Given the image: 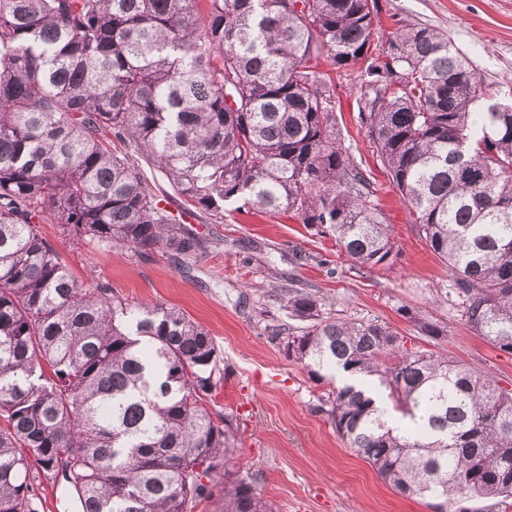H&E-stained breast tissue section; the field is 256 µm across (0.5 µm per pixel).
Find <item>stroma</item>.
Segmentation results:
<instances>
[{"label":"stroma","mask_w":512,"mask_h":512,"mask_svg":"<svg viewBox=\"0 0 512 512\" xmlns=\"http://www.w3.org/2000/svg\"><path fill=\"white\" fill-rule=\"evenodd\" d=\"M446 31L481 73L488 93L512 99V0H377L374 42L389 49L393 32L414 24ZM364 64L330 70L336 128L354 161L370 170L375 200L395 242L388 264L353 266L334 240L300 221L226 205L215 223L146 169L167 209L198 246L189 257L162 247L133 253L102 248L63 233L42 232L81 281L108 282L131 305L179 310L208 329L221 380L209 408L228 417L235 435L223 464L229 478H252L276 512H433L429 499L390 488L347 448L325 413L326 384L310 378L264 330L267 318L286 322L278 293L295 283L315 293L323 315L379 320L407 346L460 359L512 385V354L474 334L457 305L441 297L446 265L428 248L413 216L358 123ZM432 316L447 334L433 340L405 319L402 307Z\"/></svg>","instance_id":"obj_1"}]
</instances>
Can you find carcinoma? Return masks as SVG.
Listing matches in <instances>:
<instances>
[{
    "mask_svg": "<svg viewBox=\"0 0 512 512\" xmlns=\"http://www.w3.org/2000/svg\"><path fill=\"white\" fill-rule=\"evenodd\" d=\"M375 0H0V512H39L33 481L86 512H273L253 480L214 477L235 437L206 407L213 337L184 313L78 281L41 232L192 251L140 161L216 221L224 204L288 213L361 268L394 241L371 176L336 133L321 65L367 62L360 126L448 266L466 325L512 353V112L428 25L373 56ZM123 151H112V140ZM288 357L327 384L338 436L397 493L512 498V389L409 349L379 321L320 316L281 289ZM437 339L438 322L402 308ZM362 374L409 419L346 382Z\"/></svg>",
    "mask_w": 512,
    "mask_h": 512,
    "instance_id": "carcinoma-1",
    "label": "carcinoma"
}]
</instances>
